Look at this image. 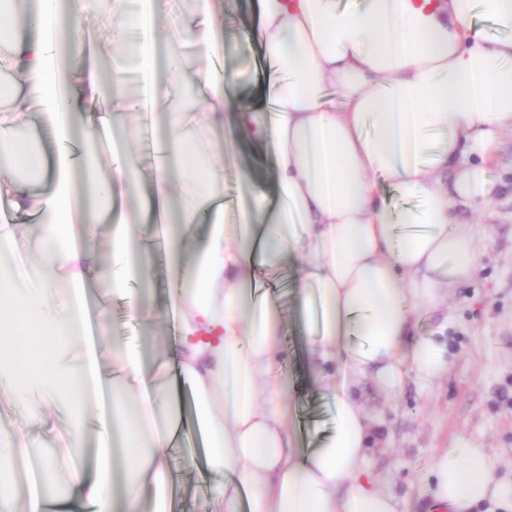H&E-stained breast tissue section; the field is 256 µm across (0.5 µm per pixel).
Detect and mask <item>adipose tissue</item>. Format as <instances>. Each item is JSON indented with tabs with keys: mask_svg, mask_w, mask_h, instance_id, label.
<instances>
[{
	"mask_svg": "<svg viewBox=\"0 0 512 512\" xmlns=\"http://www.w3.org/2000/svg\"><path fill=\"white\" fill-rule=\"evenodd\" d=\"M12 2L0 0V71L19 82L0 110V142L22 127L29 133L0 162V203L9 205L0 253L35 251L43 262L30 282L0 294V337L32 332L43 348L25 379L9 378L17 406L66 393L74 451L86 420L96 425L94 471L69 472L73 512H142L145 477L156 484L154 512H167L170 438L158 421L179 383L193 391L226 512L242 503L248 512H409L363 466L375 421L357 391L370 380L393 397L408 377L429 388L450 365L439 345L415 336V318L445 303L476 266L457 209L489 204L486 167L512 133V0H261L263 55L287 75L269 90L272 112L233 105L214 69L186 73L185 40L210 58L221 54L223 20L211 8L188 28L178 0L163 10L159 0H141L133 14L126 0H38L20 12ZM90 16L112 42L138 36L135 65L113 69L108 97L101 74L110 44L90 51L79 40ZM480 17L500 34L478 27ZM70 55L84 58L81 71ZM187 89L222 116L229 138L271 144L283 222H261L265 194L252 187L237 231L227 232L222 166H210L203 182L171 180L197 152L189 136L197 115L176 101ZM145 96L162 114L147 207L166 224L170 201L179 202L175 225L164 230L169 253L179 255L207 226L161 373L130 349L103 364L86 293L107 223L113 294L133 309L151 307L148 235L121 206L137 189L138 167L117 149L112 164L100 161L102 135L133 133L126 114ZM45 136L58 145L50 163L39 149ZM379 172L402 194L423 197L424 208L388 204ZM23 223L40 224L39 236H20ZM297 235L310 245L311 282L298 295L312 373L336 404V428L319 448L302 447L288 419V351L274 338L275 301L260 286L263 270L292 259ZM491 469L486 449L468 442L439 450L435 507L471 512L496 498L512 508V487L494 484Z\"/></svg>",
	"mask_w": 512,
	"mask_h": 512,
	"instance_id": "obj_1",
	"label": "adipose tissue"
}]
</instances>
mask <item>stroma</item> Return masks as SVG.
I'll list each match as a JSON object with an SVG mask.
<instances>
[{
  "label": "stroma",
  "mask_w": 512,
  "mask_h": 512,
  "mask_svg": "<svg viewBox=\"0 0 512 512\" xmlns=\"http://www.w3.org/2000/svg\"><path fill=\"white\" fill-rule=\"evenodd\" d=\"M224 19L223 67L233 82L231 95L251 105L264 101L263 87L274 74L264 59L254 33L258 28L259 0H213ZM198 137H209L218 160L233 158L251 166L253 175L268 199L266 223L278 220L280 210L269 149L252 141L227 143L222 130L210 129L207 112H200ZM151 128L136 132L130 152L143 170L137 193L126 200L125 209L134 219H145L142 203L155 191L150 144ZM488 176L495 194L488 208H463L459 221L473 235L479 253L477 268L448 291L447 306L423 312L416 333L448 352L452 361L447 374L428 391H420L407 380L395 397L370 380L358 390L359 399L377 423L379 440L371 448L366 465L379 482L409 498L412 512H430L432 498L428 483L439 449L465 439L487 449L495 461L494 482L512 484V137H505ZM495 228L492 239L481 233L483 225ZM197 250L189 243V257L180 273H173L165 250H157L152 274V316L131 314L126 301L110 296L101 279L87 290L106 301L109 341L131 347L151 346L163 350L172 344L168 324L174 300L176 275H189L190 256ZM307 265L288 264L268 271L277 302V338L290 358L285 366L290 380L286 402L295 422L306 425L305 442L319 447L336 426V407L315 387L307 364L311 342L295 298L297 281ZM170 471L180 486L169 512H225L221 499L209 493L201 479L204 451L200 448H170Z\"/></svg>",
  "instance_id": "obj_1"
}]
</instances>
